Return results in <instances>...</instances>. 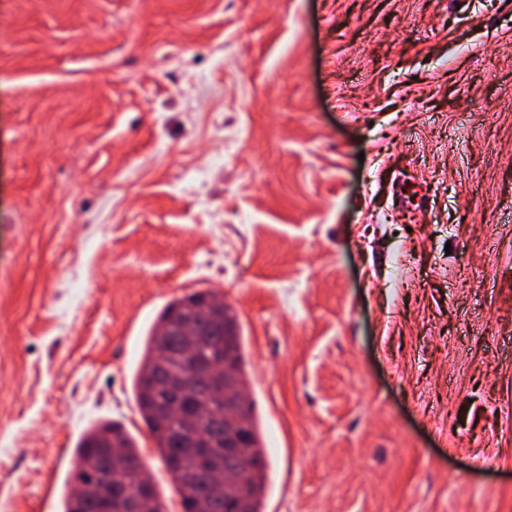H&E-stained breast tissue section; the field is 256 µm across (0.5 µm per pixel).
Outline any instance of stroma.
<instances>
[{"label": "stroma", "mask_w": 512, "mask_h": 512, "mask_svg": "<svg viewBox=\"0 0 512 512\" xmlns=\"http://www.w3.org/2000/svg\"><path fill=\"white\" fill-rule=\"evenodd\" d=\"M195 291L265 512H512V0H0V512Z\"/></svg>", "instance_id": "obj_1"}]
</instances>
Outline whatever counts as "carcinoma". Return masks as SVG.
<instances>
[{"mask_svg":"<svg viewBox=\"0 0 512 512\" xmlns=\"http://www.w3.org/2000/svg\"><path fill=\"white\" fill-rule=\"evenodd\" d=\"M188 310L195 323L191 335L183 334L177 325ZM162 324L170 326L166 336L157 334ZM221 358L229 359L236 376L247 380L236 315L228 307L210 306L201 292L176 298L161 310L146 338L133 378L135 401L184 512H200L201 506L208 512H264L268 460L250 398H245L248 472L243 482L244 500L237 499L234 488L222 493L208 483L209 468L224 464V456L204 461L186 447L183 430L187 427V404L209 391L212 378L204 367ZM111 442L122 448V453L107 459L104 446ZM74 457L71 482H82L85 494L81 499L68 495L63 512H112L111 504L101 497L100 473L104 467L121 473L126 488L137 489L144 462L134 438L120 424L101 421L91 425L78 440ZM141 498L143 512H168L156 485H151Z\"/></svg>","mask_w":512,"mask_h":512,"instance_id":"obj_1","label":"carcinoma"}]
</instances>
